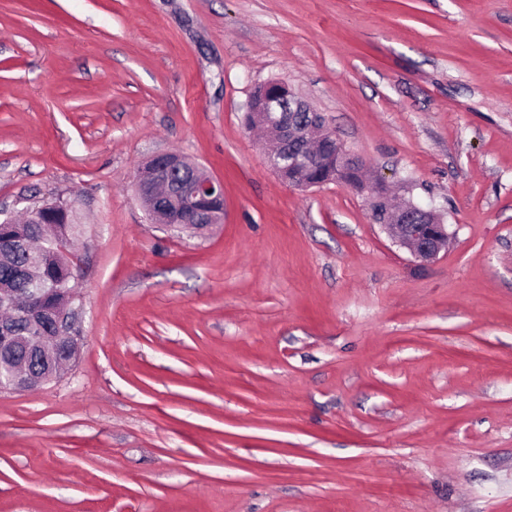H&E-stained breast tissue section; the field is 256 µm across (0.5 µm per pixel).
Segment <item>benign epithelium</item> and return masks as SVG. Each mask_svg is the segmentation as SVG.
Listing matches in <instances>:
<instances>
[{"mask_svg":"<svg viewBox=\"0 0 512 512\" xmlns=\"http://www.w3.org/2000/svg\"><path fill=\"white\" fill-rule=\"evenodd\" d=\"M260 102L249 99L247 126L262 127L277 138V141H296L303 145L316 142L320 145L336 144L335 166L344 172L350 167L361 168V157L349 152L334 131L327 125L324 116L306 100L300 99L280 81L262 84ZM324 151L310 152L302 149L298 162L287 160L278 152L268 156L271 168L277 175L298 189L318 187L327 179L320 176L308 177L307 172L315 169L322 161ZM135 190L148 214L157 224L189 225L210 221L220 224L224 219V184L211 176L204 167L191 162L176 152H163L153 156L140 166L135 177ZM57 206L56 198H46L42 204L25 210L31 224H46L51 211ZM389 236L399 245L406 247L421 262L435 259L448 244L447 225L430 206L405 202L398 209L389 210V217L382 224ZM79 285L56 289V302L44 312L46 325L52 332L39 329L25 338L31 351L43 362L53 355H67L79 344L75 324L81 312ZM0 306L12 310L13 319L25 316L27 307L16 303V293L0 291ZM55 375L46 373L33 379L32 369L26 364L13 368L8 383L0 384V391H23L36 381L50 382Z\"/></svg>","mask_w":512,"mask_h":512,"instance_id":"7a95c632","label":"benign epithelium"}]
</instances>
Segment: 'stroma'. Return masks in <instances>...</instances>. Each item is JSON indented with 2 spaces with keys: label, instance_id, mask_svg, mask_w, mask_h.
I'll return each instance as SVG.
<instances>
[{
  "label": "stroma",
  "instance_id": "35a3bbf8",
  "mask_svg": "<svg viewBox=\"0 0 512 512\" xmlns=\"http://www.w3.org/2000/svg\"><path fill=\"white\" fill-rule=\"evenodd\" d=\"M287 82L396 201L280 180ZM178 151L224 221L161 229ZM76 206L79 352L0 391V512H512V0H0V210ZM186 168L195 177L183 182L174 180ZM135 190L156 224L189 225L220 224L224 219V184L204 167L176 152H163L140 166L135 177ZM205 202L208 209L199 207ZM205 214L201 217L200 215ZM209 217L210 222L205 223ZM197 228V227H195ZM384 227L389 236L406 247L416 259L429 262L448 244L447 224L433 207L405 202L400 208L385 212Z\"/></svg>",
  "mask_w": 512,
  "mask_h": 512
}]
</instances>
